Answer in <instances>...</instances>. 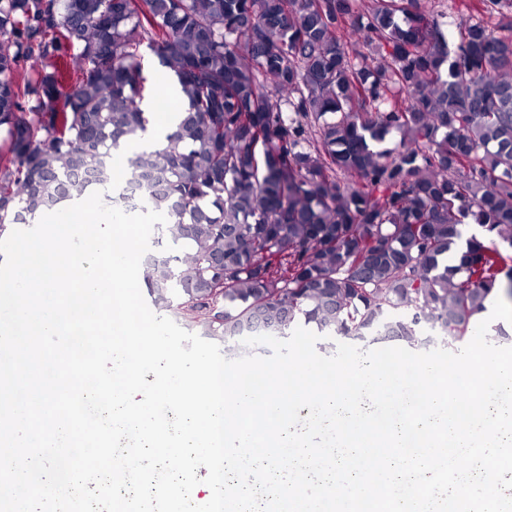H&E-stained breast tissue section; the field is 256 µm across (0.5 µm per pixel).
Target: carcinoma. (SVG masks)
<instances>
[{"label":"carcinoma","instance_id":"carcinoma-1","mask_svg":"<svg viewBox=\"0 0 512 512\" xmlns=\"http://www.w3.org/2000/svg\"><path fill=\"white\" fill-rule=\"evenodd\" d=\"M460 3L0 0V237L112 180L149 125L148 48L187 97L129 159L166 217L154 306L223 341L261 321L413 347L438 317L467 342L512 296V0ZM470 217L491 242L448 265Z\"/></svg>","mask_w":512,"mask_h":512}]
</instances>
